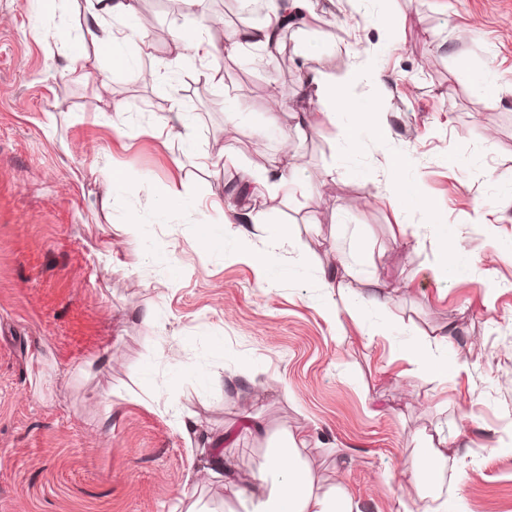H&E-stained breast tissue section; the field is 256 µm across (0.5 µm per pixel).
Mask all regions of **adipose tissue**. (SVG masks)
Masks as SVG:
<instances>
[{
  "label": "adipose tissue",
  "mask_w": 512,
  "mask_h": 512,
  "mask_svg": "<svg viewBox=\"0 0 512 512\" xmlns=\"http://www.w3.org/2000/svg\"><path fill=\"white\" fill-rule=\"evenodd\" d=\"M267 18L257 27H247L232 36L231 49L244 46L272 54L277 33L285 20L286 13L304 16L305 20L320 25L325 16L315 13L310 0H266ZM137 12V0H91L88 14L81 30L83 52L71 55L67 71L79 78H92L94 84L108 87L113 73L128 72L132 59L127 49L140 43L141 36L127 27L126 19ZM108 55L112 68L108 71L95 70L90 62L91 54ZM307 81L315 90L321 114L334 125L340 136L348 143L355 144L356 128L353 120L365 112L363 103L350 97L343 87L327 83L316 71H309ZM359 273L368 287L366 293L357 294L339 289L338 296L343 311L350 318H357L370 308L380 309L385 304L386 283L376 267H361ZM453 343L452 334L435 338H422L417 346L407 353L412 365L423 369L440 383H447L450 370L464 371L468 368L465 354H458L455 361H447V350ZM227 497L249 503L251 512H355L356 507L343 483H336L330 489H322L318 477L308 469H284L280 456H272L264 465L259 476L244 485L236 479L224 482Z\"/></svg>",
  "instance_id": "obj_1"
}]
</instances>
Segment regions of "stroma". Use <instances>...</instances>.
<instances>
[{
    "label": "stroma",
    "mask_w": 512,
    "mask_h": 512,
    "mask_svg": "<svg viewBox=\"0 0 512 512\" xmlns=\"http://www.w3.org/2000/svg\"><path fill=\"white\" fill-rule=\"evenodd\" d=\"M311 5L337 24L288 27L263 63L241 49L205 68L176 62L172 33L224 44L254 23L236 0L195 14L139 0L134 67L157 79L118 75L104 94L65 71L85 0L47 17L0 0V512H245L223 468L195 474L227 458L251 478L293 436L307 440L300 465L323 488L343 481L360 512H429L437 496L512 512V188L496 180L512 170V0ZM46 28L68 41L47 46ZM366 61L375 74L348 87L368 108L351 149L301 77L340 83ZM178 111L186 142L165 127ZM383 119L392 140L372 134ZM396 158L430 212L393 211ZM109 164L126 179L106 207ZM285 164L300 202L259 179ZM144 177L156 194L138 191ZM205 184L213 196L192 198ZM233 207L262 212L263 228L224 226ZM448 234L466 251L447 276ZM366 260L387 308L331 320L325 273L361 292L349 271ZM448 327L470 366L442 385L403 356ZM438 428L453 452L438 484L415 487L408 466Z\"/></svg>",
    "instance_id": "stroma-1"
}]
</instances>
